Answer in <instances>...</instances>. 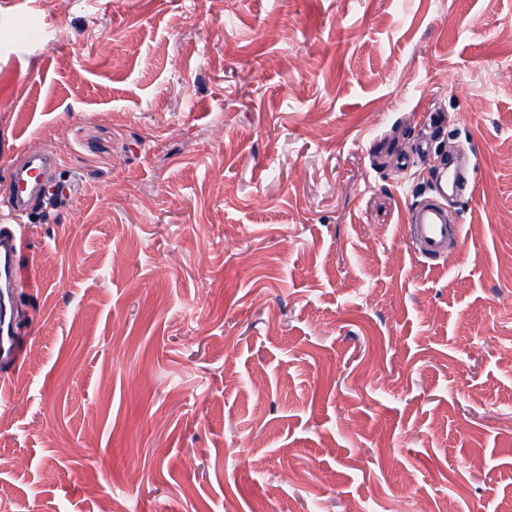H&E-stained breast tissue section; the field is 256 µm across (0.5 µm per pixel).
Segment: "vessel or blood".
<instances>
[{"mask_svg": "<svg viewBox=\"0 0 512 512\" xmlns=\"http://www.w3.org/2000/svg\"><path fill=\"white\" fill-rule=\"evenodd\" d=\"M48 165L46 155L27 153L22 166H9L10 192L0 197V359L9 360L14 355V295L29 283L27 269L18 258L20 243L11 227L23 223L35 200L66 193L65 188L46 181ZM407 235L420 255L438 260L447 257L449 246L461 240L462 227L449 223L447 208L431 197L411 210Z\"/></svg>", "mask_w": 512, "mask_h": 512, "instance_id": "1", "label": "vessel or blood"}]
</instances>
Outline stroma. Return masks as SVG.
I'll list each match as a JSON object with an SVG mask.
<instances>
[{
	"mask_svg": "<svg viewBox=\"0 0 512 512\" xmlns=\"http://www.w3.org/2000/svg\"><path fill=\"white\" fill-rule=\"evenodd\" d=\"M12 512H512V0H0ZM463 242L412 208L449 151ZM297 474L285 485V470ZM21 167L9 165L10 192L0 197V359L14 355V295L29 285L27 268L19 258L20 243L8 224H22L35 200L46 193L64 196L68 188L52 187L45 180L49 158L28 152ZM406 229L413 248L430 260L447 257L449 246L462 238L461 224H449L448 210L437 197L411 210Z\"/></svg>",
	"mask_w": 512,
	"mask_h": 512,
	"instance_id": "35a3bbf8",
	"label": "stroma"
}]
</instances>
